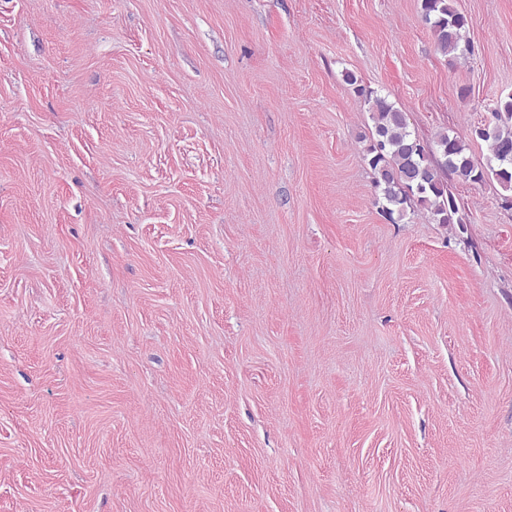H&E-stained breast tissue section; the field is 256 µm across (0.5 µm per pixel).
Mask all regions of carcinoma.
Wrapping results in <instances>:
<instances>
[{"mask_svg": "<svg viewBox=\"0 0 512 512\" xmlns=\"http://www.w3.org/2000/svg\"><path fill=\"white\" fill-rule=\"evenodd\" d=\"M421 18L430 28L437 48L453 58L471 51L466 40L467 17L454 0H420ZM346 81L371 115L372 129L367 161L375 175L377 202L389 217L405 216L414 202L436 224H461L459 209L447 178L479 184L495 178L512 191V93L497 100L492 119L471 131V137L486 143V161L479 162L469 152L466 138L439 133L427 143L409 128L406 112L386 97L361 84L353 73Z\"/></svg>", "mask_w": 512, "mask_h": 512, "instance_id": "obj_1", "label": "carcinoma"}]
</instances>
